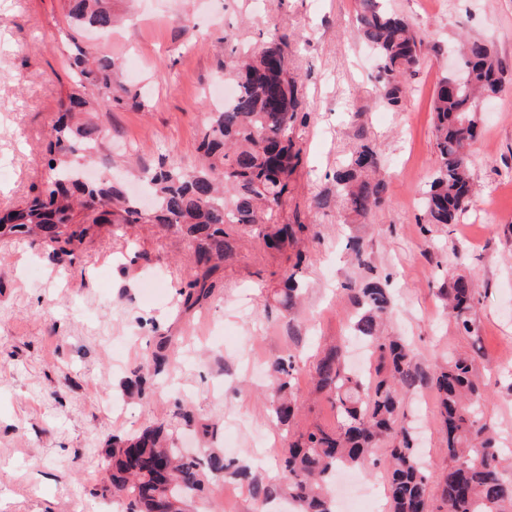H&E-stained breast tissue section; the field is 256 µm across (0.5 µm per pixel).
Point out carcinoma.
<instances>
[{
  "mask_svg": "<svg viewBox=\"0 0 512 512\" xmlns=\"http://www.w3.org/2000/svg\"><path fill=\"white\" fill-rule=\"evenodd\" d=\"M357 29L377 56V92L381 104L401 108L409 80L418 68L423 42L403 19L385 12L381 0H359ZM67 26L80 33L112 31L111 0H66ZM78 89L60 100L59 115L44 158L41 194L0 219V241L40 238L55 255L69 253L103 225L158 224L173 229L193 249L196 273L180 292L190 308L210 294L211 275L235 248L234 232L252 234L266 248L280 250L298 239L302 224H278L277 215L291 193L302 150L294 139L305 118L297 80L288 71L287 43L272 35L241 50L224 77L237 86L234 99L209 113L199 142L200 163L190 169L160 166L148 172L154 206L146 211L106 176L83 180L82 162L92 161L102 128L80 112H110L114 106L141 107L138 95L113 86L112 58L80 49L70 62ZM459 69L464 81L447 74L432 98L436 168L421 191L422 221L456 224L471 205L475 183L470 147L479 134L477 105L504 88V69L484 41L463 39ZM89 84L99 97L88 98ZM381 160L364 142L333 175L336 198L363 219L386 203L379 178ZM358 309L356 335L373 347V363L363 382L350 373L342 350L333 347L318 361L317 387L333 398L338 413L334 429L317 428L288 444L275 483L251 478L248 465H234L210 453L192 455L174 447L162 427L131 438H112L111 462L101 493L126 502V512H185L210 479L231 476L249 482L253 496L267 501L281 496L299 512H333L327 487L339 468L358 469L382 442L390 472L391 512H512V477L506 474L495 428L482 421L474 402L481 397L474 359L448 358L432 371L416 362L406 343L383 335L395 303L379 279L344 284ZM302 288L295 275L286 278L280 304L292 309ZM458 329L479 342L471 313L478 291L458 278L440 290ZM274 373L273 414L288 428L295 415L291 398L293 361L278 359ZM424 385L436 391L448 460V474L436 497L409 429L400 420L401 395Z\"/></svg>",
  "mask_w": 512,
  "mask_h": 512,
  "instance_id": "carcinoma-1",
  "label": "carcinoma"
}]
</instances>
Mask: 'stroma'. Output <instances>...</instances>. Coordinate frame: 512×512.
Instances as JSON below:
<instances>
[{"label": "stroma", "instance_id": "stroma-1", "mask_svg": "<svg viewBox=\"0 0 512 512\" xmlns=\"http://www.w3.org/2000/svg\"><path fill=\"white\" fill-rule=\"evenodd\" d=\"M423 41L424 55L399 110L381 105L377 59L358 37V0H112L110 35L72 32L65 0H0V211L23 206L44 183V156L61 96L72 86L68 59L93 45L117 64L116 82L141 108L97 115L100 159L136 191L159 165L196 163L208 92L235 49L269 30L286 38L307 118L294 137L303 152L282 220L303 224L298 244L270 251L241 237L213 273L209 296L192 309L180 291L195 270L188 243L157 225L104 227L57 261L34 239L0 242V512H114L89 493L116 435L156 423L178 447L213 448L272 480L289 437L337 427L336 409L317 390L314 365L325 347L346 342L350 361L369 359L351 334L355 309L342 286L388 277L397 307L385 332L403 337L420 362L470 351L439 291L473 280L481 300L475 370L484 385V422L512 443V0H383ZM488 41L505 69L502 93L482 104L471 147L478 196L460 223L423 233L420 191L432 176L431 102L459 36ZM367 137L379 153L388 203L367 220L319 209L333 174ZM360 237L370 269L354 265ZM304 296L295 313H265L292 271ZM164 347L181 365L148 398L126 386L145 356ZM294 356L299 411L289 428L271 417V363ZM192 410L209 435L183 424ZM427 464L430 487L448 470L431 388L404 394L401 408ZM193 512H283L259 504L246 483L209 482Z\"/></svg>", "mask_w": 512, "mask_h": 512}]
</instances>
